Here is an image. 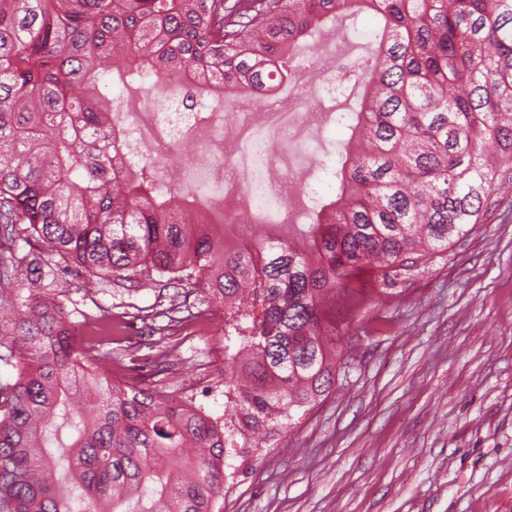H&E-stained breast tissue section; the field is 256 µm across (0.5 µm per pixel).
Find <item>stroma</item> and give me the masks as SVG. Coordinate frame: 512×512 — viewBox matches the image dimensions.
Returning a JSON list of instances; mask_svg holds the SVG:
<instances>
[{
  "label": "stroma",
  "mask_w": 512,
  "mask_h": 512,
  "mask_svg": "<svg viewBox=\"0 0 512 512\" xmlns=\"http://www.w3.org/2000/svg\"><path fill=\"white\" fill-rule=\"evenodd\" d=\"M342 130H319L311 166L320 195ZM500 206L443 257L387 295L336 317L346 358L330 393L286 430L228 453L221 512H512V187ZM54 290L73 313L74 339L108 336L127 351L103 373L176 391L224 415V305L181 323L143 315L169 304L163 282L142 288L83 286L64 275Z\"/></svg>",
  "instance_id": "35a3bbf8"
}]
</instances>
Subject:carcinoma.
<instances>
[{"instance_id":"cac0c4a2","label":"carcinoma","mask_w":512,"mask_h":512,"mask_svg":"<svg viewBox=\"0 0 512 512\" xmlns=\"http://www.w3.org/2000/svg\"><path fill=\"white\" fill-rule=\"evenodd\" d=\"M374 12L357 106L336 116L334 197L299 240H229L217 193L158 181L128 155L105 60L144 97L183 93L209 69L249 101L289 82L288 62L327 25ZM512 184V0H0V229L37 236L30 285L59 263L88 279L201 285L224 302V406L213 418L162 388L99 373L62 301L34 293L11 328L0 385V512H217L224 451L328 394L342 366L330 314L384 293L492 219ZM14 253L0 244V306Z\"/></svg>"}]
</instances>
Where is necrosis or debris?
<instances>
[{"mask_svg":"<svg viewBox=\"0 0 512 512\" xmlns=\"http://www.w3.org/2000/svg\"><path fill=\"white\" fill-rule=\"evenodd\" d=\"M350 62L344 51L322 43L309 61L291 64L294 72H305L310 66L319 71L323 82L318 104L299 95L285 100L270 96L250 106L228 98L223 111L204 112L199 91L212 88L211 76H183V86L193 93L188 110L153 105L140 138L160 158L187 140L208 146V155L185 165L181 178L223 186L225 216L246 208L261 214L264 223L275 229L298 223L311 199L301 188L299 171L311 157L313 131L333 118L325 111V102L345 96L350 88ZM229 117L237 130L230 142L225 141L223 128Z\"/></svg>","mask_w":512,"mask_h":512,"instance_id":"1","label":"necrosis or debris"}]
</instances>
